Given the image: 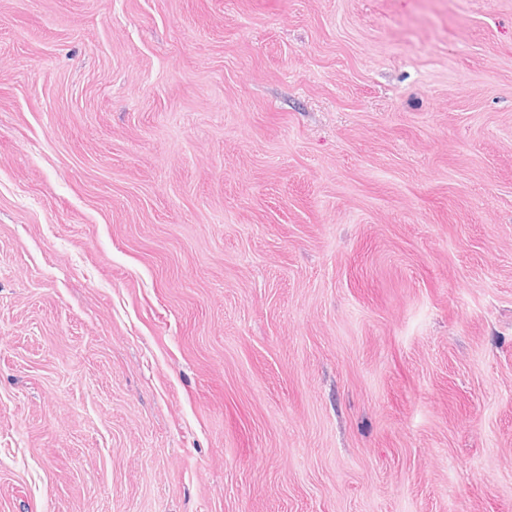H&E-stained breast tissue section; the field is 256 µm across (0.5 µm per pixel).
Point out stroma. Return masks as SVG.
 Listing matches in <instances>:
<instances>
[{
  "label": "stroma",
  "instance_id": "stroma-1",
  "mask_svg": "<svg viewBox=\"0 0 512 512\" xmlns=\"http://www.w3.org/2000/svg\"><path fill=\"white\" fill-rule=\"evenodd\" d=\"M0 512H512V0H0Z\"/></svg>",
  "mask_w": 512,
  "mask_h": 512
}]
</instances>
